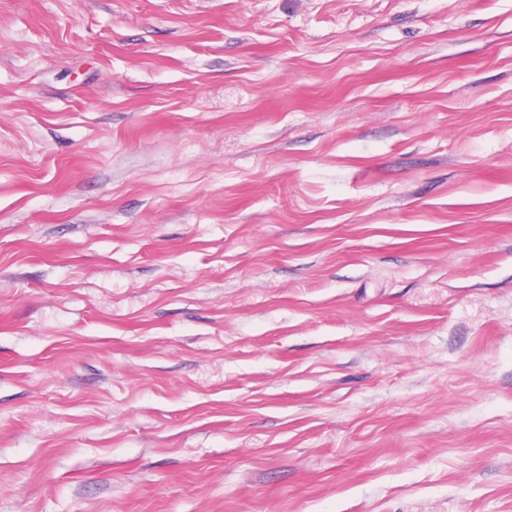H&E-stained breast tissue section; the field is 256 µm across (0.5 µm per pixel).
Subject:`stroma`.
<instances>
[{
	"label": "stroma",
	"mask_w": 512,
	"mask_h": 512,
	"mask_svg": "<svg viewBox=\"0 0 512 512\" xmlns=\"http://www.w3.org/2000/svg\"><path fill=\"white\" fill-rule=\"evenodd\" d=\"M0 512H512V0H0Z\"/></svg>",
	"instance_id": "obj_1"
}]
</instances>
